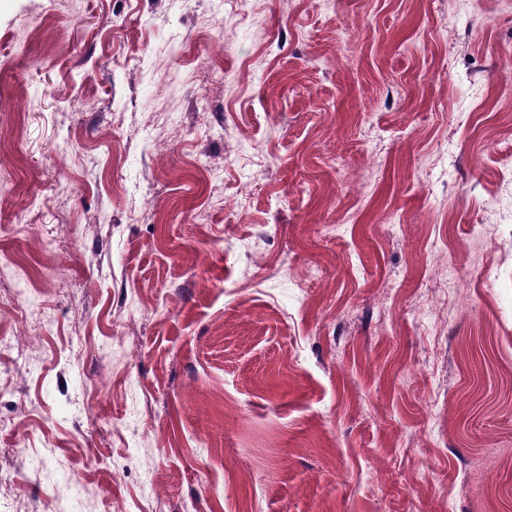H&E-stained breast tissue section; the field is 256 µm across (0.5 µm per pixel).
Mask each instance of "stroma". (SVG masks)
I'll return each instance as SVG.
<instances>
[{"label":"stroma","mask_w":512,"mask_h":512,"mask_svg":"<svg viewBox=\"0 0 512 512\" xmlns=\"http://www.w3.org/2000/svg\"><path fill=\"white\" fill-rule=\"evenodd\" d=\"M0 512H512V0H0Z\"/></svg>","instance_id":"1"}]
</instances>
